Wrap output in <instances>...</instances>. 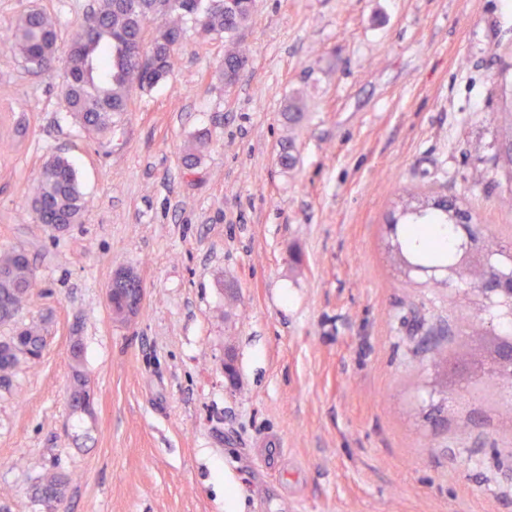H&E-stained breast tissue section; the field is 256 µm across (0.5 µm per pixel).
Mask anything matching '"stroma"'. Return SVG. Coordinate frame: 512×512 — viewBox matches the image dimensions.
<instances>
[{
	"mask_svg": "<svg viewBox=\"0 0 512 512\" xmlns=\"http://www.w3.org/2000/svg\"><path fill=\"white\" fill-rule=\"evenodd\" d=\"M94 3L0 0V33L35 5L64 47ZM239 42L227 89L225 40L187 32L103 136L65 112L62 66L0 47V253L24 250L39 283L0 339L33 321L46 336L39 368L0 389L5 512H42L46 468L71 479L65 512H512V398L489 385L458 405L432 367L430 328L479 312L386 248L409 190L465 199L512 242V0H256ZM58 152L87 202L63 232L30 200ZM120 269L143 288L125 323L107 302ZM76 329L87 414L68 403ZM270 441L275 470L256 460ZM247 57L234 48L227 49L224 53V61L217 71L220 82L225 86H231L236 83L240 71L247 64ZM209 139L206 134L197 135L187 146L184 155V165L189 171L195 170L201 162L202 156L208 150Z\"/></svg>",
	"mask_w": 512,
	"mask_h": 512,
	"instance_id": "stroma-1",
	"label": "stroma"
}]
</instances>
